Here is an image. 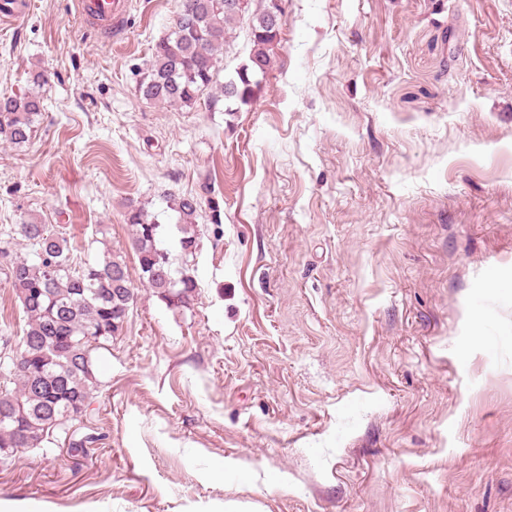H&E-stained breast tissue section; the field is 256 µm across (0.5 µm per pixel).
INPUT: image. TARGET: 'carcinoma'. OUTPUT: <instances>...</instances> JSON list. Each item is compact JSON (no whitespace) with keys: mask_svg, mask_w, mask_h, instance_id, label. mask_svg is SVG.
I'll use <instances>...</instances> for the list:
<instances>
[{"mask_svg":"<svg viewBox=\"0 0 512 512\" xmlns=\"http://www.w3.org/2000/svg\"><path fill=\"white\" fill-rule=\"evenodd\" d=\"M178 11L187 22L161 39L153 50L140 93L170 106L192 107L205 90L217 83L218 55L227 34L245 18L214 5V0H179ZM251 51L237 77L220 86L224 100L249 105L272 64L280 29L260 13L249 18ZM39 91L0 97V140L16 147L27 144L42 111ZM178 213L177 246L181 263L162 247L165 227L148 218L141 206H129L126 223L134 228L131 246L141 279L174 309L190 305L198 283L187 268V258L199 245L198 218L209 210L213 224L222 223L218 199L183 195L172 200ZM20 234L35 249V258L11 262L10 281L22 304L27 324L21 341V360L0 363V455L40 448L50 432L64 428L71 413L84 417L97 397L99 380L94 354L122 330L134 288L122 256L104 255L103 262L73 264L67 240L46 225L27 222ZM96 441L72 432L67 448L74 456L88 455Z\"/></svg>","mask_w":512,"mask_h":512,"instance_id":"cac0c4a2","label":"carcinoma"}]
</instances>
